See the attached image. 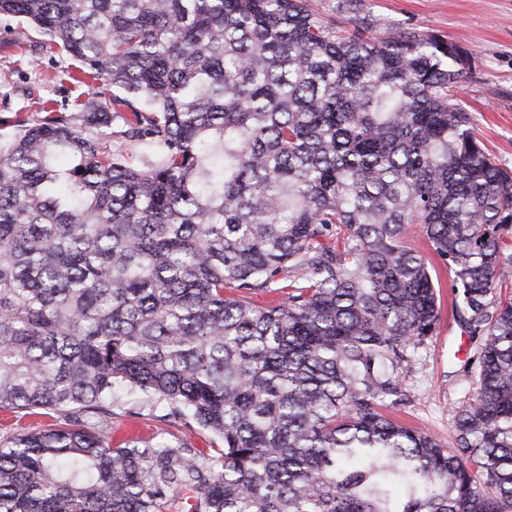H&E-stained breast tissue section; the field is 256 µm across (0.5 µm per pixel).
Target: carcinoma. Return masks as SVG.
<instances>
[{"label":"carcinoma","mask_w":512,"mask_h":512,"mask_svg":"<svg viewBox=\"0 0 512 512\" xmlns=\"http://www.w3.org/2000/svg\"><path fill=\"white\" fill-rule=\"evenodd\" d=\"M0 15L117 89L0 146V410L68 421L0 441V512H512V172L447 37L345 34L308 0ZM115 121L143 165L102 138ZM414 225L480 337L453 451L382 413L439 320ZM118 386L218 456L112 447Z\"/></svg>","instance_id":"1"}]
</instances>
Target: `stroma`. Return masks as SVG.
<instances>
[{"label":"stroma","mask_w":512,"mask_h":512,"mask_svg":"<svg viewBox=\"0 0 512 512\" xmlns=\"http://www.w3.org/2000/svg\"><path fill=\"white\" fill-rule=\"evenodd\" d=\"M322 17L357 28L373 37L389 30L447 36L468 54L469 67L459 92L474 126L494 160L512 169V0H311ZM68 64L35 28L14 17H0V142L16 131L17 117H41L51 101L61 112L95 94L111 98L112 87L98 89L60 78ZM432 278L439 290L435 331L412 356L404 377L405 404L388 413L406 426L429 431L444 446L456 445L455 415L472 388L465 368L478 342L464 332L453 310V274L432 258ZM165 401L139 392H118L108 430L113 443L130 437L150 440L158 431L200 450L219 447L210 432L166 421Z\"/></svg>","instance_id":"1"}]
</instances>
